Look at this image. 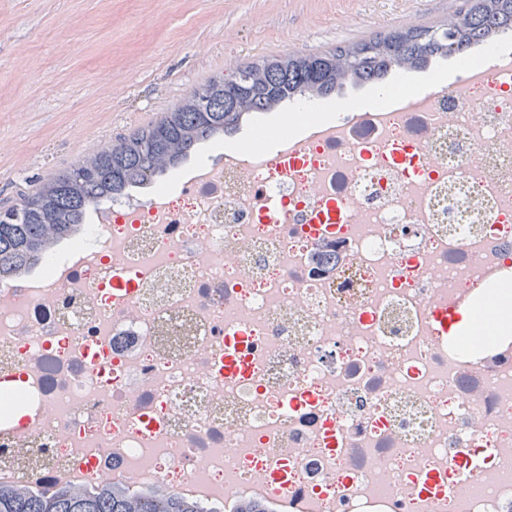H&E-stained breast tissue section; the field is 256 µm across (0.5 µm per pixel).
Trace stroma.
I'll list each match as a JSON object with an SVG mask.
<instances>
[{"instance_id":"1","label":"stroma","mask_w":512,"mask_h":512,"mask_svg":"<svg viewBox=\"0 0 512 512\" xmlns=\"http://www.w3.org/2000/svg\"><path fill=\"white\" fill-rule=\"evenodd\" d=\"M462 0H0V208L196 86L440 25Z\"/></svg>"}]
</instances>
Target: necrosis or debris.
I'll use <instances>...</instances> for the list:
<instances>
[{
  "instance_id": "1",
  "label": "necrosis or debris",
  "mask_w": 512,
  "mask_h": 512,
  "mask_svg": "<svg viewBox=\"0 0 512 512\" xmlns=\"http://www.w3.org/2000/svg\"><path fill=\"white\" fill-rule=\"evenodd\" d=\"M280 142L287 166L224 152L102 202L78 245L0 280V378L27 411L0 430V476L277 500L288 485L321 512L512 498V347L494 337L479 368L431 323L512 266V73ZM461 448L492 451L480 492L455 478ZM432 473L446 491L418 493Z\"/></svg>"
}]
</instances>
